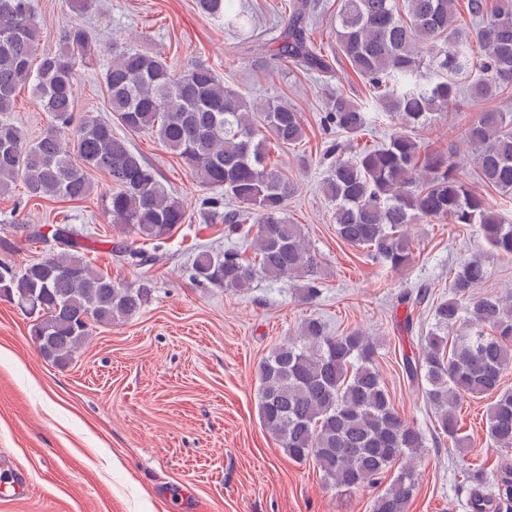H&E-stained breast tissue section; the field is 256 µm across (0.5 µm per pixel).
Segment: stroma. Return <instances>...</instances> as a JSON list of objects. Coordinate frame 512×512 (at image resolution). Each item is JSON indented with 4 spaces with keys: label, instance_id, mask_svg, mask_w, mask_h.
Listing matches in <instances>:
<instances>
[{
    "label": "stroma",
    "instance_id": "35a3bbf8",
    "mask_svg": "<svg viewBox=\"0 0 512 512\" xmlns=\"http://www.w3.org/2000/svg\"><path fill=\"white\" fill-rule=\"evenodd\" d=\"M33 5L41 20L39 52L56 51L65 29L78 22L99 44L124 41L161 54L177 70L190 61L206 64L243 96L285 100L300 112L305 140L271 147L269 160L299 186L287 217L305 229L318 259L320 292L302 299L299 281L285 278L263 277L241 292L194 280L191 264L198 249L221 251L242 240L225 235L221 215L203 204L223 198V191L198 183L155 135L131 132L127 138L183 200L187 217L166 240L139 243L144 264L123 261L113 250L127 235L104 213L102 196L110 183L103 174L91 172L96 189L77 202L34 199L17 185L0 197V239L16 240V263L54 248L49 240L27 241L26 225L67 224L86 244L95 268L126 284L149 281L153 292L131 319L96 327L63 367L38 355L28 319L0 300V478L21 473L29 480L24 494L0 495V512H371L377 489L348 493L327 485L313 461L288 458L259 420V363L311 318L333 336L360 328L378 339L377 361L395 404L425 437L408 512H468L463 471H492L503 457L486 433L490 400L467 397L459 404V429L470 441L467 454L438 437L421 388L403 378L398 366L402 352L429 330L431 310L424 305L407 313L396 296L427 285L432 302L446 299L455 268L475 255L488 268L481 293L512 290V261L459 224L411 225L415 259L400 272L374 264L338 238L334 204L322 190L330 165L325 148L347 137L323 128L328 101L342 93L368 108L371 122L359 145H380L395 124L338 54L331 21L340 0L317 2L309 36L329 67L312 74L272 54L266 67H255L223 19L200 14L195 0H98L80 16L68 0ZM235 5L252 15L258 36L275 48L288 0ZM109 62L100 53L91 65L78 66L77 114L108 117L101 75ZM506 107L512 109V90L484 100L463 98L458 111L422 130L420 138L425 148L448 152L461 176L512 224V196L484 188L456 136L457 127L481 111ZM13 116L30 140L48 123L28 85L16 92Z\"/></svg>",
    "mask_w": 512,
    "mask_h": 512
}]
</instances>
